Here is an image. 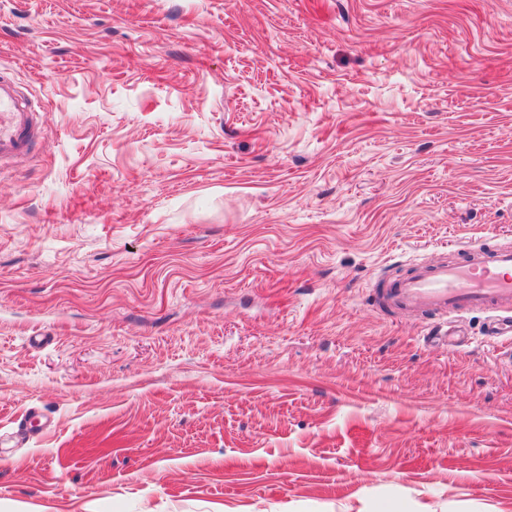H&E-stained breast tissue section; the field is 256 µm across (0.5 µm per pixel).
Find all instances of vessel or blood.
<instances>
[{
	"mask_svg": "<svg viewBox=\"0 0 512 512\" xmlns=\"http://www.w3.org/2000/svg\"><path fill=\"white\" fill-rule=\"evenodd\" d=\"M36 138L34 117L22 100L18 84L0 77V162L27 155ZM460 260L420 263L406 277L378 290L379 305L397 311L435 313L439 322L429 339L455 336L449 318L486 312L487 334L512 337V246H460Z\"/></svg>",
	"mask_w": 512,
	"mask_h": 512,
	"instance_id": "obj_1",
	"label": "vessel or blood"
}]
</instances>
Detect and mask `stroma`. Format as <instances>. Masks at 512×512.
I'll return each instance as SVG.
<instances>
[{"mask_svg": "<svg viewBox=\"0 0 512 512\" xmlns=\"http://www.w3.org/2000/svg\"><path fill=\"white\" fill-rule=\"evenodd\" d=\"M0 512H512V342L380 282L512 243V0H0ZM35 138L33 112L23 102L19 85L0 77V162L28 155Z\"/></svg>", "mask_w": 512, "mask_h": 512, "instance_id": "35a3bbf8", "label": "stroma"}]
</instances>
